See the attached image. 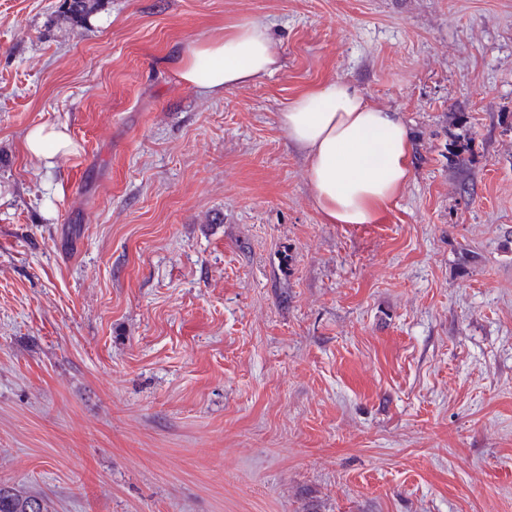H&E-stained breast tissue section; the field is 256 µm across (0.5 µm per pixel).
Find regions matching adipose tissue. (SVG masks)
I'll use <instances>...</instances> for the list:
<instances>
[{"label":"adipose tissue","instance_id":"ef3b65f1","mask_svg":"<svg viewBox=\"0 0 512 512\" xmlns=\"http://www.w3.org/2000/svg\"><path fill=\"white\" fill-rule=\"evenodd\" d=\"M269 28L259 21L198 42L174 64L177 81L211 96L280 69ZM289 142L305 152L315 207L326 224H377L410 176V129L397 112L371 105L352 83L336 79L297 93L278 115ZM27 155L54 167L75 152L66 128L38 125L24 137Z\"/></svg>","mask_w":512,"mask_h":512}]
</instances>
